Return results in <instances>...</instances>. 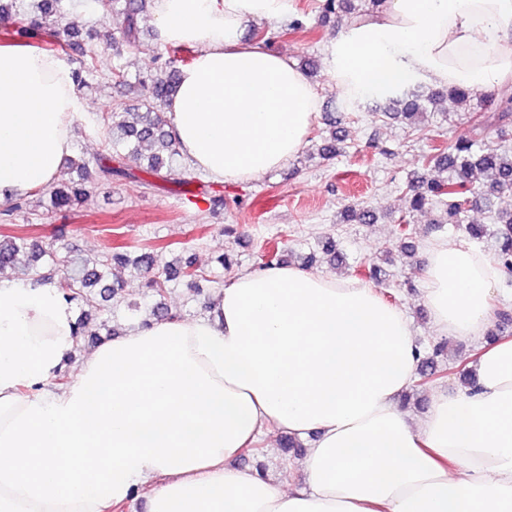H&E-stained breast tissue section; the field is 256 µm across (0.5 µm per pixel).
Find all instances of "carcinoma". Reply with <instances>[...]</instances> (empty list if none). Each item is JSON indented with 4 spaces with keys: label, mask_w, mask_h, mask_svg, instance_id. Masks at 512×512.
Masks as SVG:
<instances>
[{
    "label": "carcinoma",
    "mask_w": 512,
    "mask_h": 512,
    "mask_svg": "<svg viewBox=\"0 0 512 512\" xmlns=\"http://www.w3.org/2000/svg\"><path fill=\"white\" fill-rule=\"evenodd\" d=\"M107 7L108 14L123 17L124 26L121 30L124 42L138 46L139 19L152 0H100ZM58 0H33L28 5L11 8L0 3V22L3 23V34L24 35L37 38L48 45L47 51L56 55L65 54L70 47L69 28L57 24L46 25V18L53 12ZM186 47L169 45L165 49L166 59L159 73L141 83V107L144 113L138 114L130 122L124 119L126 113L112 111L101 115V121L112 119L108 126L107 137L102 142L101 152L93 161L81 158L69 159L79 173V183L67 188H55L50 191V206L54 209L67 208L75 203H84L90 197L91 189L102 180L114 176L128 177L130 173L120 166L124 155L137 156L144 149L155 150L147 160V170L166 180L182 181L184 172L177 164L180 152L175 138L172 136L166 119V107L175 94L182 67L188 65L193 57L185 55ZM97 74L96 54L89 52L82 56L79 67L72 71L74 90L86 86V78ZM452 99L465 106L471 113V127L467 134L448 143L445 148L437 149L419 159L424 168H438L448 172L442 179L427 180L421 176L407 180L404 191L407 199V212L402 216L400 250L407 256L416 253L410 241V224L408 216L421 211L433 204L442 206L443 213L440 223L454 224L457 230L468 241L480 242L487 237L493 239V251L490 260L493 268L498 271L512 272V211L496 208V199L505 192H512V143L505 140L495 148L479 146L481 135L488 126V119L482 102L478 101L474 90L455 85L450 89ZM438 92L427 91L419 84H412L392 91L383 100L396 108L392 112H383L387 119L411 120L423 113L427 106L435 103ZM345 113L335 116L327 114L328 135L318 151L322 159L330 160L343 152L339 144L346 137ZM499 126L512 123V96L504 95L492 116ZM473 205H480L489 214L494 227L485 224H467L466 213ZM344 220L357 224H371L375 220L372 211L367 208L349 206L344 212ZM57 253L44 249L31 242L23 235L0 239V269L10 268L35 283H57L63 299L70 303L80 300L85 305L76 320L75 333L83 337L87 335L89 318L98 316L105 311L104 303L115 299L119 288L110 284L105 273L111 269L112 263H130L135 269L150 274L145 282L146 296L154 300L151 310L140 319L143 325L151 319H178L180 311L168 307L160 301L167 291L166 283L170 276L181 274L193 282L200 277L199 270L187 262L175 269L163 261L156 249H146L130 256L126 253L106 249L94 258L75 257L66 264L57 266ZM492 336L512 335V312L507 307L495 308ZM448 345L444 342L433 344L420 361L419 374L422 387L431 378L441 375L445 368L439 365V359L446 354Z\"/></svg>",
    "instance_id": "carcinoma-1"
}]
</instances>
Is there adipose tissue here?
Instances as JSON below:
<instances>
[{
	"instance_id": "adipose-tissue-1",
	"label": "adipose tissue",
	"mask_w": 512,
	"mask_h": 512,
	"mask_svg": "<svg viewBox=\"0 0 512 512\" xmlns=\"http://www.w3.org/2000/svg\"><path fill=\"white\" fill-rule=\"evenodd\" d=\"M289 0H157L166 44L197 48L167 118L216 181L283 165L318 94L243 30ZM328 72L372 95L394 84L512 87V0H384L332 42ZM76 96L58 60L0 48V202L46 187L70 153ZM497 273L473 247L428 253L434 330L478 341L474 387L401 399L422 349L372 288L294 266L236 274L206 316L154 320L80 351L53 285L0 274V512H512V338L485 335ZM78 375L55 384L71 356ZM280 432L303 484L236 464Z\"/></svg>"
}]
</instances>
